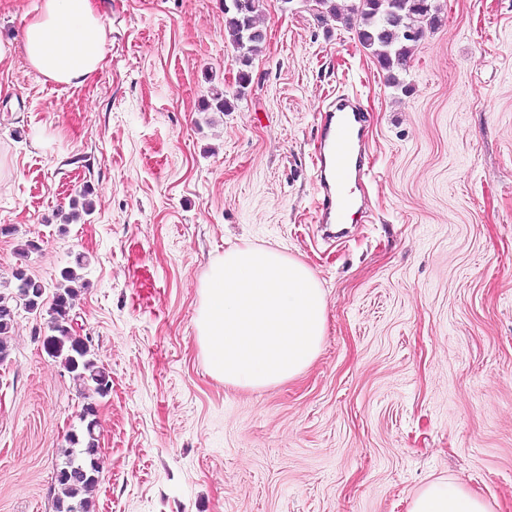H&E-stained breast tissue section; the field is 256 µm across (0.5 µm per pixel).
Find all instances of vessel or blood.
Here are the masks:
<instances>
[{
    "mask_svg": "<svg viewBox=\"0 0 512 512\" xmlns=\"http://www.w3.org/2000/svg\"><path fill=\"white\" fill-rule=\"evenodd\" d=\"M360 117L351 99L342 98L326 109L322 121L323 150L317 167L318 220L325 224L347 221V203L339 193L341 181L349 177L363 178L370 171L355 161L357 143L355 123Z\"/></svg>",
    "mask_w": 512,
    "mask_h": 512,
    "instance_id": "1",
    "label": "vessel or blood"
}]
</instances>
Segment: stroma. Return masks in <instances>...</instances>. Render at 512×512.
Segmentation results:
<instances>
[{
    "label": "stroma",
    "instance_id": "stroma-1",
    "mask_svg": "<svg viewBox=\"0 0 512 512\" xmlns=\"http://www.w3.org/2000/svg\"><path fill=\"white\" fill-rule=\"evenodd\" d=\"M434 4L405 92L314 0H261L243 90L224 0H101L112 41L78 87L0 65V292L86 263L72 316L112 378L95 512H408L434 480L512 512V0ZM215 89L232 111H201ZM343 95L372 176L328 238L317 113ZM244 245L325 294L316 360L273 388L224 385L196 335L201 281ZM47 332L19 313L0 364V512H53L80 426Z\"/></svg>",
    "mask_w": 512,
    "mask_h": 512
}]
</instances>
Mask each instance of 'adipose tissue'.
<instances>
[{"label":"adipose tissue","instance_id":"obj_1","mask_svg":"<svg viewBox=\"0 0 512 512\" xmlns=\"http://www.w3.org/2000/svg\"><path fill=\"white\" fill-rule=\"evenodd\" d=\"M110 29L97 0H36L21 45L30 65L63 87L85 83L103 67ZM409 512H488L478 496L443 480L428 483Z\"/></svg>","mask_w":512,"mask_h":512}]
</instances>
